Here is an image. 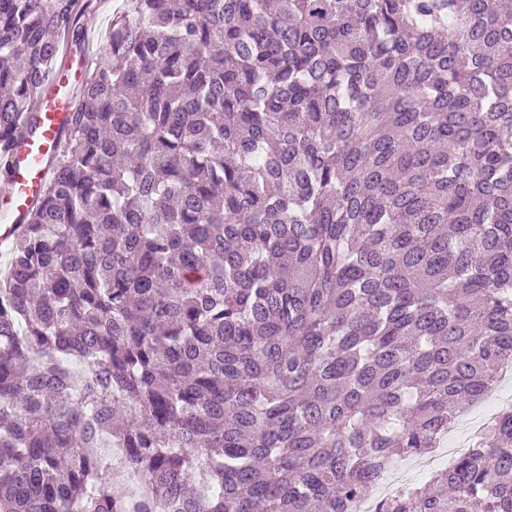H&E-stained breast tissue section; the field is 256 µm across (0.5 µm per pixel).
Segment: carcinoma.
Returning <instances> with one entry per match:
<instances>
[{
  "label": "carcinoma",
  "instance_id": "cac0c4a2",
  "mask_svg": "<svg viewBox=\"0 0 512 512\" xmlns=\"http://www.w3.org/2000/svg\"><path fill=\"white\" fill-rule=\"evenodd\" d=\"M78 0H0V160ZM0 252V512H352L512 368V0H124ZM512 512V410L376 512Z\"/></svg>",
  "mask_w": 512,
  "mask_h": 512
}]
</instances>
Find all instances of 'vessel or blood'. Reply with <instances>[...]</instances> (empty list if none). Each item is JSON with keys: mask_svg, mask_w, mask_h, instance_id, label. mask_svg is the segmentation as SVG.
<instances>
[{"mask_svg": "<svg viewBox=\"0 0 512 512\" xmlns=\"http://www.w3.org/2000/svg\"><path fill=\"white\" fill-rule=\"evenodd\" d=\"M84 66L76 64L51 75L45 82V92L39 104L42 115L37 134L19 129L6 159L4 176L0 177V213L10 218L0 227V239L11 236L12 223L36 200L42 184L49 177L47 162L57 153L71 113V84L82 77Z\"/></svg>", "mask_w": 512, "mask_h": 512, "instance_id": "b4317fda", "label": "vessel or blood"}]
</instances>
